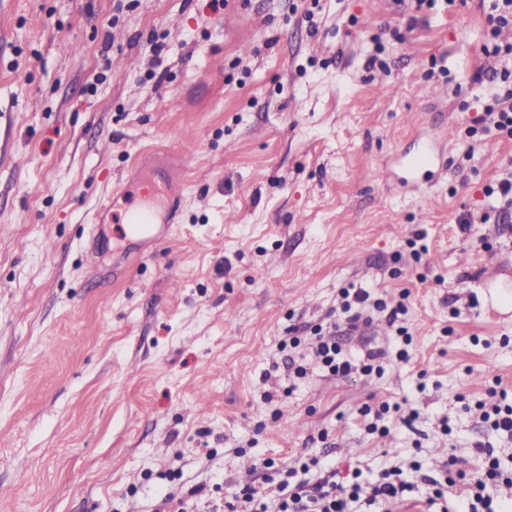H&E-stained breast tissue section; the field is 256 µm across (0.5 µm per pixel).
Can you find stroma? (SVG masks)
Listing matches in <instances>:
<instances>
[{"instance_id": "1", "label": "stroma", "mask_w": 512, "mask_h": 512, "mask_svg": "<svg viewBox=\"0 0 512 512\" xmlns=\"http://www.w3.org/2000/svg\"><path fill=\"white\" fill-rule=\"evenodd\" d=\"M209 3L0 0V512H207L313 458L399 467L415 489L378 512H426L421 474L479 472L477 443L512 470L468 410L512 396V313L485 300L512 214L458 223L512 169V136L466 133L496 64L479 0ZM425 138L438 163L409 171ZM168 157L164 240L98 222ZM351 285L405 302L408 337L350 327ZM330 323L382 373L297 378ZM383 400L415 418L369 433Z\"/></svg>"}]
</instances>
